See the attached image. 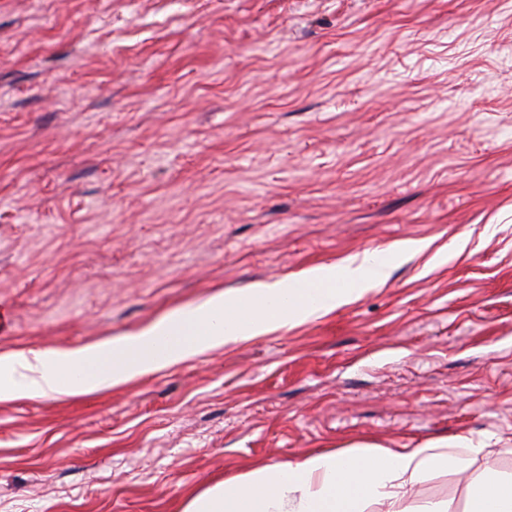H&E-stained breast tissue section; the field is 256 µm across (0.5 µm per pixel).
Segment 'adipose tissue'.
Returning <instances> with one entry per match:
<instances>
[{
    "label": "adipose tissue",
    "mask_w": 512,
    "mask_h": 512,
    "mask_svg": "<svg viewBox=\"0 0 512 512\" xmlns=\"http://www.w3.org/2000/svg\"><path fill=\"white\" fill-rule=\"evenodd\" d=\"M387 267L348 258L243 293L218 291L124 337L78 348L0 354V400L79 396L108 390L231 341L249 340L349 301ZM439 441L379 454L308 452L299 460L230 477L195 496L183 512H414L409 490L429 475L461 466ZM467 512H512V478L475 482Z\"/></svg>",
    "instance_id": "1"
}]
</instances>
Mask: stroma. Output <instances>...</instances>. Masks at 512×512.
<instances>
[{
    "mask_svg": "<svg viewBox=\"0 0 512 512\" xmlns=\"http://www.w3.org/2000/svg\"><path fill=\"white\" fill-rule=\"evenodd\" d=\"M413 242L307 320L0 401V512L455 437L410 505L512 476V0H0V353Z\"/></svg>",
    "mask_w": 512,
    "mask_h": 512,
    "instance_id": "1",
    "label": "stroma"
}]
</instances>
